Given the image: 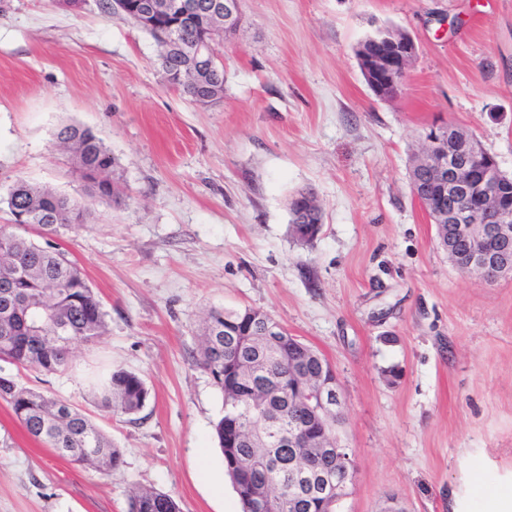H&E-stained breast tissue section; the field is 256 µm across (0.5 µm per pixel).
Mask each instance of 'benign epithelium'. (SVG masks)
<instances>
[{
	"mask_svg": "<svg viewBox=\"0 0 512 512\" xmlns=\"http://www.w3.org/2000/svg\"><path fill=\"white\" fill-rule=\"evenodd\" d=\"M122 11L145 28L156 26L159 19L173 20L171 29L179 33L182 19L201 22L203 35L193 40L191 53L200 73L212 70L216 60L214 32L231 34L239 21V0H125ZM360 67L369 87L380 97L394 98L401 92L406 68L416 54L414 40L404 33L382 32L368 38L358 50ZM425 147L415 167L420 176L412 177L413 195L426 211L438 217L440 245L458 269L474 272L493 282L512 274V198L500 190L503 172L498 161L477 138L452 122L431 127L424 136ZM307 196L296 205L299 224H322L321 213L306 206ZM224 335L242 345L258 337L266 344L283 342L284 327L267 316L259 331L244 328V322L224 324ZM274 397L289 401L308 398L312 422L322 424L317 436L309 425L289 427L284 436L288 447L295 449L290 465L303 478L299 487L306 499L329 497L330 481L321 473L318 459L336 455V485L345 489L354 474V464L347 449L336 436L344 401L336 372L323 364L313 372L305 364L292 362L288 383L276 390ZM252 437L238 425L224 432V445L235 448L251 442Z\"/></svg>",
	"mask_w": 512,
	"mask_h": 512,
	"instance_id": "7a95c632",
	"label": "benign epithelium"
}]
</instances>
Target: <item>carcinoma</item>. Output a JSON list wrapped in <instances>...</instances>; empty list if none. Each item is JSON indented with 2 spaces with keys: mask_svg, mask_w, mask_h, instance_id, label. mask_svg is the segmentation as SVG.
<instances>
[{
  "mask_svg": "<svg viewBox=\"0 0 512 512\" xmlns=\"http://www.w3.org/2000/svg\"><path fill=\"white\" fill-rule=\"evenodd\" d=\"M103 13L130 24V16H120V0H96ZM163 74L177 77L184 72L189 80L171 87L193 101L212 94L213 86L224 85V66L202 80L192 79V57L178 50L160 54ZM56 141L71 155L75 169L88 183V196L112 201L114 193L104 184L112 183L115 158L102 139L90 129L65 125ZM8 207L13 223L32 226L43 236L60 237L87 223L89 208L69 196L51 190L17 183L9 192ZM238 310L214 309L203 320L196 364L206 370L216 387L224 386V356L228 349L224 321L238 319ZM107 329L106 312L70 253L58 243L39 242L0 226V361L36 367L53 373L68 366L72 346L92 343ZM295 358L318 370L319 362L300 348L283 346L271 350L260 364L261 380L272 383L288 372L287 360ZM149 391L144 380L130 372L116 371L97 387V403L109 413L135 415L146 405ZM0 398L32 438L52 448L59 456L79 465L111 474L123 463L121 449L82 412L70 404L19 385L13 378L0 376ZM267 407L261 394L240 401L239 415L261 431ZM227 416L214 426L215 435L241 505H246L248 486L258 488L269 481L277 489L263 512H335L332 502L309 501L300 505L296 498V474L288 466V452L281 442L264 437L260 447H224ZM129 512H180L174 498L161 491L144 489L129 501Z\"/></svg>",
  "mask_w": 512,
  "mask_h": 512,
  "instance_id": "obj_1",
  "label": "carcinoma"
}]
</instances>
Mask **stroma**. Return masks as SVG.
<instances>
[{
  "label": "stroma",
  "instance_id": "obj_1",
  "mask_svg": "<svg viewBox=\"0 0 512 512\" xmlns=\"http://www.w3.org/2000/svg\"><path fill=\"white\" fill-rule=\"evenodd\" d=\"M241 0L219 42L224 98L165 84L144 31L58 0H0V225L20 181L90 203L61 237L107 331L48 374L0 376L86 413L121 448L106 475L32 439L0 400V512H128L154 488L180 512H241L214 433L224 401L196 366L201 316L257 308L333 366L355 474L336 512H488L512 488V275L458 271L409 184L424 132H471L512 175V0ZM401 30L417 52L379 98L356 50ZM91 128L117 162L115 203L89 202L56 131ZM302 190L318 237L289 234ZM140 375L138 414L102 411L94 377Z\"/></svg>",
  "mask_w": 512,
  "mask_h": 512
}]
</instances>
